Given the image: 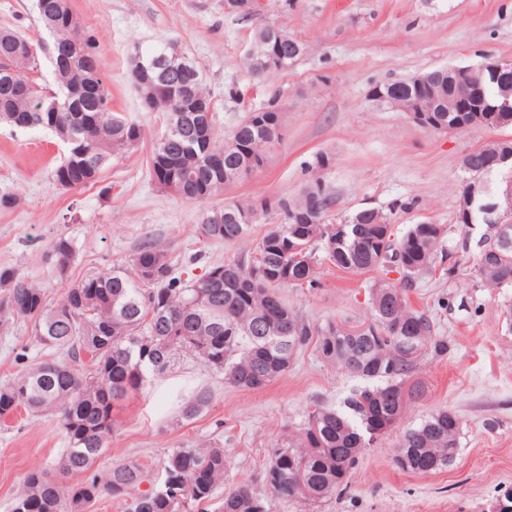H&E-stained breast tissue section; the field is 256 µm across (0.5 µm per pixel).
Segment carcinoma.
I'll use <instances>...</instances> for the list:
<instances>
[{"mask_svg": "<svg viewBox=\"0 0 512 512\" xmlns=\"http://www.w3.org/2000/svg\"><path fill=\"white\" fill-rule=\"evenodd\" d=\"M53 4L68 15L54 31L61 45L77 36V22L66 0ZM281 47L267 45L268 28L252 36L256 53L268 49L278 60L263 79L286 72L310 51V45L283 32ZM36 46L32 53L24 48ZM167 44L138 45L135 55L158 82L154 106L165 131L151 153L152 179L181 200L199 203L224 190V174L240 166L244 156L268 158L272 128L245 116L229 136L205 135L191 112L176 107L189 100L211 101L197 65L170 73L155 68ZM39 40L13 29H0V124L15 126L25 116L32 127L67 139L73 152L55 166L53 177L63 189L99 181L112 156L137 147L141 127L112 111V95L102 78L85 86L82 73L69 64H50L53 85L32 74L41 71ZM474 85L448 81L441 67L375 85L372 101L404 112L415 100L434 105L432 118L448 131V98H468L477 91L480 105L511 108L501 113L499 128H512V68H471ZM34 83L35 94L59 99L58 112H36L29 97L17 92ZM494 151L512 154V140L486 143L462 158L464 184L476 183L472 206L475 223L491 204L512 211V198L501 197L498 185L512 181V160L486 166ZM311 203L307 195L276 202L281 223L258 243L255 256L209 267L198 279L175 273L160 243L141 248L128 265L108 273H91L64 289L49 303L42 288L11 268L0 269V324L22 319L36 344L65 351L62 359L35 363L0 383V417L18 407L31 414H51L65 433L69 448L58 471L34 469L17 489L11 512H87L100 497L124 506V512H205L224 485V449L210 443L168 449L162 473L147 490L140 489L147 471L127 460L107 472L95 469L112 443L116 419L112 410L129 394L164 375L180 357L195 359L224 380L244 390H259L287 372L298 352L315 342L321 359L362 381L337 406L315 402L301 427L271 444L263 470V489L238 484L224 490L221 512H271L270 498L285 504H316L336 497L348 483L358 453L393 432L422 394L408 381L427 353H448V337L438 334L431 314L410 307L407 291L431 273L447 229L441 224H412L392 239L390 222L381 211L364 208L336 224L328 218L333 200L323 193V209L300 224L293 215ZM249 203H229L211 211L202 224L207 238L234 245L249 225L237 223ZM474 274L487 288H512V237L504 241L491 230L477 241ZM73 241L59 236L48 252L54 275L65 277L75 260ZM330 264L350 275H363L388 264L397 266L398 283L371 286V319L357 327L333 321L316 325L305 319L277 292L283 286L313 290L321 285V266ZM212 400L207 388L197 390L180 410L196 418ZM463 422L451 409H439L398 436L395 462L403 470L428 474L451 466L460 449Z\"/></svg>", "mask_w": 512, "mask_h": 512, "instance_id": "1", "label": "carcinoma"}]
</instances>
